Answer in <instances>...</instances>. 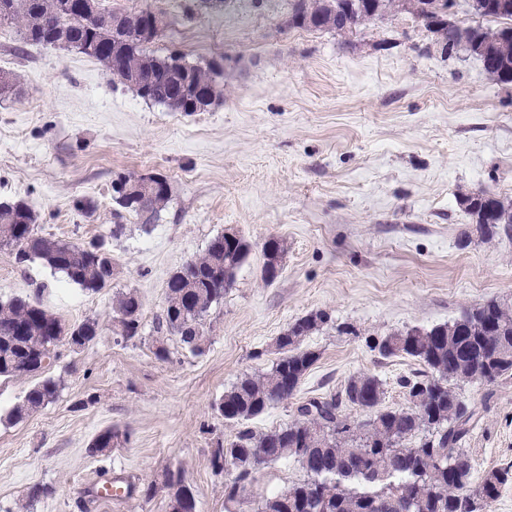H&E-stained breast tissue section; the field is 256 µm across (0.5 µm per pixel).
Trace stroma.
<instances>
[{
	"mask_svg": "<svg viewBox=\"0 0 512 512\" xmlns=\"http://www.w3.org/2000/svg\"><path fill=\"white\" fill-rule=\"evenodd\" d=\"M101 4L161 13L150 50L218 63L221 95L205 111L173 112L133 96L92 58L24 44L7 25L0 69L20 75L22 92L0 99V201L30 204L42 235L85 245L106 238L115 272L92 293L0 248L1 301L33 297L46 283L52 313L102 327L82 349L57 346L49 374L59 394L22 419L10 412L33 379H0V512H169L165 474L177 470L198 512H225L231 476L213 468L212 454L236 429L212 405L271 366L278 337L297 319L328 315L305 340L318 359L291 398L251 420L255 430L293 422L299 402L360 374L381 380L383 407H407L402 382L421 364L380 356L369 337L448 323L491 299L512 304V236L485 237L459 204L483 190L512 201V83L490 79L472 57L447 55L403 11L339 35L290 26L293 0ZM124 173L166 176L171 197L158 223L146 229L128 215L113 238L112 183ZM227 231L250 254L206 318L207 349L193 356L177 335L156 330L167 282ZM272 238L285 253L267 283L263 245ZM128 289L143 306L141 333L125 342L111 331L112 298ZM456 392L480 416L464 443L476 487L489 470L512 471V378ZM106 428L118 440L89 454ZM113 476L137 494L108 503L88 495V483ZM305 477L283 460L246 495ZM36 484L43 494L28 499Z\"/></svg>",
	"mask_w": 512,
	"mask_h": 512,
	"instance_id": "35a3bbf8",
	"label": "stroma"
}]
</instances>
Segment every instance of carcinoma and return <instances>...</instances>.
Returning <instances> with one entry per match:
<instances>
[{
	"label": "carcinoma",
	"instance_id": "1",
	"mask_svg": "<svg viewBox=\"0 0 512 512\" xmlns=\"http://www.w3.org/2000/svg\"><path fill=\"white\" fill-rule=\"evenodd\" d=\"M30 7L15 9L12 0H0L4 14L0 23L19 26L26 44L52 46V33L67 29L70 48L96 60L117 77L134 96L163 105L175 112H188L183 96L195 94L214 99L221 94L212 66L185 64L184 74L170 68L168 59L157 57L139 42L137 27H130L125 42H112L114 12L101 7L89 17L57 0H29ZM380 12H364L356 22L370 24L395 10L420 19L437 0H375ZM346 0H295L292 17L309 13L322 17L315 30L346 33L343 5ZM511 34L512 25L499 27L457 26L452 54L462 50L483 63L485 72L499 82H512V48L500 52L501 37ZM130 189L151 198L152 207L143 212L136 203L122 205L115 218L128 213L140 223H156L169 201L171 186L162 176L147 184L134 174L126 176ZM461 206L475 220L486 225L489 236L512 233V203H504L489 191L465 195ZM9 247L19 264L41 260L66 280L84 290L99 291L112 282V254L103 255L72 241L47 238L36 227V214L25 202L0 203V247ZM249 244L214 238L205 251L186 261L169 278L166 306L157 331L167 329L179 336L184 350L202 354L210 338L205 317L224 298L236 272L245 262ZM38 297L13 298L0 302V377H35L53 363V351L60 343L82 348L100 334L96 319L68 325L51 313L42 296L45 285L36 287ZM142 301L134 291L120 292L112 299L113 328L128 341L140 335ZM328 316L312 313L288 327L278 338L280 356L264 373L245 375L214 405L224 420L239 426L234 439L215 449L213 466L233 475L225 487V502L234 512H483L509 479V470L487 472L476 490L470 489L471 463L462 444L476 421L475 410L461 400L451 383L488 368L490 383L512 376V305L490 300L451 323L430 329L412 328L377 336L373 349L384 357L400 354L417 359L425 370L407 379L408 407H381L384 389L375 376L360 374L348 380L344 389L329 397H310L298 408L295 422L257 432L246 422L272 405L292 397L315 363V352L302 348L304 340L327 323ZM60 381L48 377L26 393L11 416L26 413L53 402ZM420 403H415V400ZM349 408L365 413L350 420ZM421 436L410 446L406 440ZM118 433L110 428L91 441L89 452L112 447ZM296 460L307 479L288 490L247 501L245 485L263 468L280 460ZM171 490L170 512H197V502L181 471L167 472Z\"/></svg>",
	"mask_w": 512,
	"mask_h": 512
}]
</instances>
